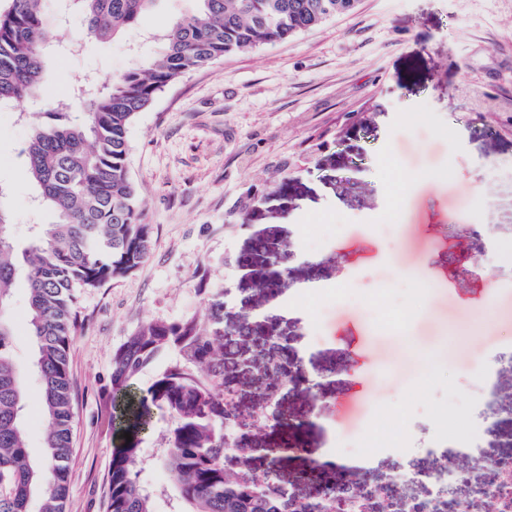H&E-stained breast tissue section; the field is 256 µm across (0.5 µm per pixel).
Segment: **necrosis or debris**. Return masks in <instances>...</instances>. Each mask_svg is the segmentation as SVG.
<instances>
[{
    "instance_id": "1",
    "label": "necrosis or debris",
    "mask_w": 512,
    "mask_h": 512,
    "mask_svg": "<svg viewBox=\"0 0 512 512\" xmlns=\"http://www.w3.org/2000/svg\"><path fill=\"white\" fill-rule=\"evenodd\" d=\"M510 378L512 346L491 354L468 384V414L456 432L448 430L449 410L444 406L433 409L432 433L426 440L406 431L397 440L383 439L372 419L345 452L307 449L308 468L285 486L277 476L280 450L255 445L258 432L272 424L262 406L248 416L247 434L229 433L227 450L238 461L251 457L266 475L259 489L282 493L288 512H481L487 499L495 502L496 512H512V433L501 432L503 424L512 425V398L502 393ZM395 447L400 450L395 464L382 472L354 458L358 448L383 457ZM457 457L468 458L474 469L487 470V477L474 481L471 471L454 466Z\"/></svg>"
}]
</instances>
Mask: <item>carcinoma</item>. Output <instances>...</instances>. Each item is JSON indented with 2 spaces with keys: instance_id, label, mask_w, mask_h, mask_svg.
Masks as SVG:
<instances>
[{
  "instance_id": "1",
  "label": "carcinoma",
  "mask_w": 512,
  "mask_h": 512,
  "mask_svg": "<svg viewBox=\"0 0 512 512\" xmlns=\"http://www.w3.org/2000/svg\"><path fill=\"white\" fill-rule=\"evenodd\" d=\"M45 0H9L0 13V108L35 98L55 34ZM84 17L86 34L109 40L136 25L156 0H71ZM196 10L174 20L161 35L163 53L102 87L88 78L66 101L49 103L23 153L37 186L35 201L54 220L40 224L28 243L10 233L0 210V512H64L71 456L70 347L78 326L80 288L101 286L139 266L150 251L138 192L127 170L128 132L136 116L186 72L317 28L356 9L357 0H197ZM85 119L73 121L74 104ZM26 277L29 319L36 338L39 405L46 425L45 453L32 462L26 450L24 377L10 354L12 331L4 303L18 271ZM194 321L151 323L116 352L112 388L124 398L123 431L112 449L109 512H155L154 494L140 479L139 434L153 411L173 422L164 449L170 482L186 512H281L280 500L259 493L255 481L224 471V334ZM176 346L182 363L160 374L146 393H131L139 369L163 349ZM213 372L214 385L194 370Z\"/></svg>"
}]
</instances>
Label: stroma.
<instances>
[{
	"mask_svg": "<svg viewBox=\"0 0 512 512\" xmlns=\"http://www.w3.org/2000/svg\"><path fill=\"white\" fill-rule=\"evenodd\" d=\"M196 7L157 0L135 30L100 42L64 0H48L61 43L48 53L44 91L71 94L89 75L110 82L156 56L170 20ZM69 41L81 49L68 51ZM40 119L27 102L0 110V206L22 244L53 220L33 203L23 154ZM128 140L151 250L131 273L77 292L65 512H108L121 406L113 355L148 324L225 328L247 317L305 352L306 365L326 372L319 389L286 388L280 399L309 412L305 438L316 448L357 438L378 408L425 435L442 399L465 412L471 372L512 342V0H360L317 29L183 74L137 115ZM390 220L389 246L373 227ZM477 224L502 232L498 274L480 262ZM259 236L289 255L274 302L237 264ZM457 256L470 259L467 277L451 265ZM409 272L429 288L399 309L397 333L379 320ZM27 309L19 277L10 351L26 374L27 451L37 461L45 425ZM170 429L158 411L141 435L156 512L179 506L159 460Z\"/></svg>",
	"mask_w": 512,
	"mask_h": 512,
	"instance_id": "obj_1",
	"label": "stroma"
}]
</instances>
